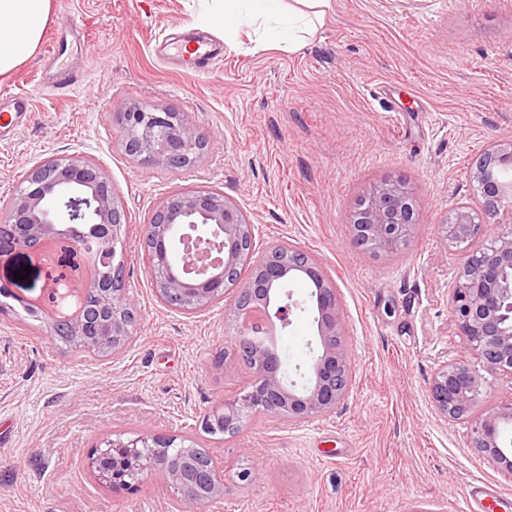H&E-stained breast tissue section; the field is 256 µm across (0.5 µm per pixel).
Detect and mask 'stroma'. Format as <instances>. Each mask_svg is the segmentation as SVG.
Listing matches in <instances>:
<instances>
[{"label": "stroma", "mask_w": 512, "mask_h": 512, "mask_svg": "<svg viewBox=\"0 0 512 512\" xmlns=\"http://www.w3.org/2000/svg\"><path fill=\"white\" fill-rule=\"evenodd\" d=\"M199 11L198 0H52L47 32L72 14L85 20L69 61L86 87L41 90L45 40L0 76V92L33 98L20 129L0 139V207L46 157L103 165L127 211L120 258L139 314L119 352H82L17 301L83 264L82 254L57 251L50 265L21 250L0 258V512H464L473 480L512 498V474L472 448L468 423L443 418L431 396L438 368L476 361L448 308L467 250L441 226L473 202L476 160L512 140V0H331L292 54L256 47L244 31L225 37ZM187 30L223 44L209 71L180 73L154 55L156 38ZM132 103L184 114L208 142L196 165L129 158L119 114ZM384 182L420 203L408 243L391 255L356 246L350 228ZM186 188L235 202L253 224L255 255L276 244L302 250L335 282L352 370L327 415L300 424L254 416L233 436L203 433L204 416L254 377L224 359L232 296L172 309L143 264L144 223ZM272 339L299 380L318 349L311 312L294 311ZM142 432L203 446L223 496L194 504L157 475L131 492L99 485L91 449ZM247 469L259 479L239 480Z\"/></svg>", "instance_id": "35a3bbf8"}]
</instances>
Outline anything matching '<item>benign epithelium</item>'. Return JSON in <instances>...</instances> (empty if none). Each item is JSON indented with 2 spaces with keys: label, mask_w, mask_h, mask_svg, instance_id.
I'll use <instances>...</instances> for the list:
<instances>
[{
  "label": "benign epithelium",
  "mask_w": 512,
  "mask_h": 512,
  "mask_svg": "<svg viewBox=\"0 0 512 512\" xmlns=\"http://www.w3.org/2000/svg\"><path fill=\"white\" fill-rule=\"evenodd\" d=\"M122 144L140 160L170 168L193 165L205 148L204 142L184 115L165 105L132 103L120 113ZM512 169V141L490 146L471 171L479 205L494 227L476 221L474 208L464 203L445 219V237L460 245L477 236L483 243L467 255L448 306L459 333L479 360V368L464 362L446 364L433 379L431 394L436 410L445 419L470 423L472 447L512 473V452L501 446L500 427L512 424V396L478 411L488 378L512 380V179L500 171ZM418 204L412 192L400 183H384L364 198L351 219L356 240L366 249L393 254L406 245L418 223ZM127 223L108 171L83 158H49L31 167L25 186L14 196L0 228L8 232L9 250H25L40 262H49L45 247L62 246L80 251L86 258L88 277L76 285L81 274L63 273L47 291L17 301L30 313L44 315L56 335H77L91 324L93 316L84 306L87 294L97 293L102 310L112 312L106 322L97 321L112 346L132 335L135 312L122 299L126 277L124 262L116 260L122 244L121 229ZM194 229L195 251H183L184 260L168 269L156 291L168 305L179 308L192 298L206 305L224 298L232 287L248 298L235 302L237 320L231 344L256 374L259 385L213 409L206 422L213 428L240 430L249 411L262 406L275 416L301 422L323 416L346 395L341 383L351 375L340 321L336 285L309 255L277 246L260 258L245 249L252 237V223L224 195L207 190H184L165 197L153 211L144 229V243L163 251L184 245L179 238L185 226ZM248 264V277L233 272ZM304 278L315 284V302L320 354L313 358L305 383L288 380L280 356L264 340L270 329L290 324L298 308L287 290L288 282ZM170 447L148 433L115 439L106 437L88 457V467L98 482L111 490H128L133 484L117 470L103 465L116 450L128 467L154 471ZM145 448L154 449L147 455ZM190 471L170 468L167 480L185 499L203 503L224 494V479L194 465Z\"/></svg>",
  "instance_id": "obj_1"
}]
</instances>
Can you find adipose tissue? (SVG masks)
Returning a JSON list of instances; mask_svg holds the SVG:
<instances>
[{"label": "adipose tissue", "instance_id": "1", "mask_svg": "<svg viewBox=\"0 0 512 512\" xmlns=\"http://www.w3.org/2000/svg\"><path fill=\"white\" fill-rule=\"evenodd\" d=\"M330 0H215L209 7L210 26L251 28L258 44L283 52L298 51L323 19ZM51 11V0H0V76L28 60L39 47Z\"/></svg>", "mask_w": 512, "mask_h": 512}]
</instances>
